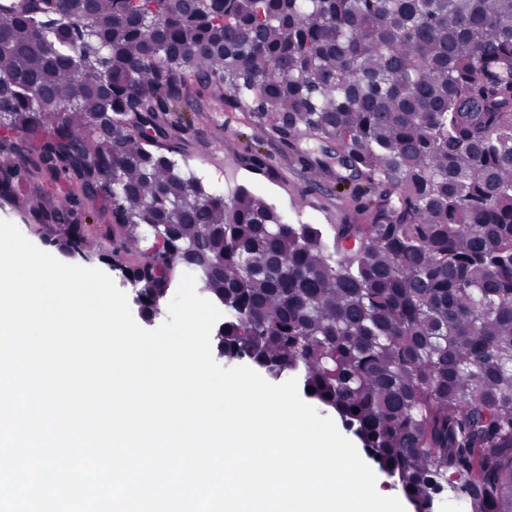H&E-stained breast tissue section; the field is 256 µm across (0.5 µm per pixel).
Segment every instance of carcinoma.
Instances as JSON below:
<instances>
[{"instance_id":"cac0c4a2","label":"carcinoma","mask_w":512,"mask_h":512,"mask_svg":"<svg viewBox=\"0 0 512 512\" xmlns=\"http://www.w3.org/2000/svg\"><path fill=\"white\" fill-rule=\"evenodd\" d=\"M0 0V140L66 178L49 215L109 186L120 243L170 225L224 308V357L294 373L417 512L440 483L512 512V0ZM191 87L281 137L336 145L368 224H293L208 192L163 152ZM169 240L140 265L172 298ZM393 466H388V463Z\"/></svg>"}]
</instances>
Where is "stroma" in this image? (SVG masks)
Returning a JSON list of instances; mask_svg holds the SVG:
<instances>
[{"mask_svg":"<svg viewBox=\"0 0 512 512\" xmlns=\"http://www.w3.org/2000/svg\"><path fill=\"white\" fill-rule=\"evenodd\" d=\"M168 120L165 148L184 172L195 173L206 188L228 191L246 187L297 223L337 224L352 210L350 188L330 179L313 182L300 172L303 158L335 156L334 144L303 135L295 137L293 144H285L279 136L266 134L250 113L227 112L215 103L200 112L170 113ZM7 178L21 190L15 196L0 197V218L15 223L32 243L60 261L84 262L63 251L61 245L70 237L71 224L95 229L103 224V213L91 207L80 209L67 225L50 219L34 221L31 199L56 193L64 187V180L13 175L0 163V181Z\"/></svg>","mask_w":512,"mask_h":512,"instance_id":"stroma-1","label":"stroma"}]
</instances>
